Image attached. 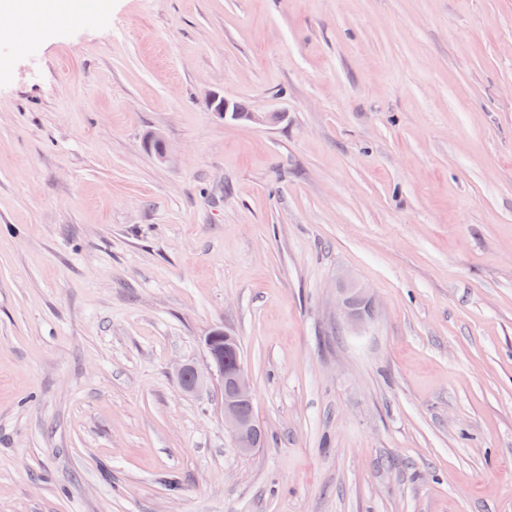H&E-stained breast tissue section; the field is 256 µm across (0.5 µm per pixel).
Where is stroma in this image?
<instances>
[{"instance_id": "obj_1", "label": "stroma", "mask_w": 512, "mask_h": 512, "mask_svg": "<svg viewBox=\"0 0 512 512\" xmlns=\"http://www.w3.org/2000/svg\"><path fill=\"white\" fill-rule=\"evenodd\" d=\"M216 330L248 455L179 387ZM0 512H512V0H107L1 37ZM209 104L211 108H213V111L216 115L219 116V118L226 120L227 118H230L232 120L236 121H249L254 123H267V122H273L278 121L281 119L280 114L272 113V114H260L256 112H249L245 110H241L237 107V105L245 109L242 104H235L232 103L225 98H219L216 96H212L209 100ZM338 288L340 290L339 307L346 320L356 329L363 328L374 314L369 289L349 277L343 278Z\"/></svg>"}]
</instances>
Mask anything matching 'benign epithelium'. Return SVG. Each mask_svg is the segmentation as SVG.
Masks as SVG:
<instances>
[{
	"label": "benign epithelium",
	"instance_id": "1",
	"mask_svg": "<svg viewBox=\"0 0 512 512\" xmlns=\"http://www.w3.org/2000/svg\"><path fill=\"white\" fill-rule=\"evenodd\" d=\"M209 104L221 119L267 123L277 121L282 115L260 114L241 110L236 104L213 96ZM339 307L346 320L356 329L363 328L374 314L373 300L368 288L360 282L346 277L339 283ZM234 339L223 332L215 331L205 339L207 362L200 369L184 364L178 369L181 388L198 394L210 385H217L222 394L224 429L233 437L236 447L247 455L259 447L261 432L248 408L252 407L253 394L248 375L244 369L241 353L232 345Z\"/></svg>",
	"mask_w": 512,
	"mask_h": 512
}]
</instances>
